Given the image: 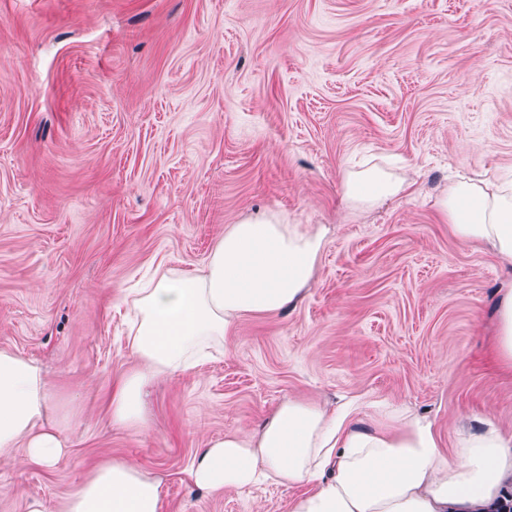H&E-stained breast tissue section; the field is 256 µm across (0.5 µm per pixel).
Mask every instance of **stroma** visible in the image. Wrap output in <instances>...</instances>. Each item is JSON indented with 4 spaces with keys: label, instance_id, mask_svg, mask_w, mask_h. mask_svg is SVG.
<instances>
[{
    "label": "stroma",
    "instance_id": "stroma-1",
    "mask_svg": "<svg viewBox=\"0 0 512 512\" xmlns=\"http://www.w3.org/2000/svg\"><path fill=\"white\" fill-rule=\"evenodd\" d=\"M364 158L414 167L412 193L345 209ZM452 174L512 181V0H0V350L70 415L55 466L0 465V512H54L112 459L163 476L162 512H288L297 489L185 475L288 396L402 403L447 448L464 417L512 430L493 354L512 269L438 210ZM258 211L324 231L302 299L155 385L149 431L112 426L125 290L201 268Z\"/></svg>",
    "mask_w": 512,
    "mask_h": 512
}]
</instances>
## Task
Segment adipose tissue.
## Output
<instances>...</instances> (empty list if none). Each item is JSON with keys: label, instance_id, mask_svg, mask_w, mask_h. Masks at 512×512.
<instances>
[{"label": "adipose tissue", "instance_id": "1", "mask_svg": "<svg viewBox=\"0 0 512 512\" xmlns=\"http://www.w3.org/2000/svg\"><path fill=\"white\" fill-rule=\"evenodd\" d=\"M408 174L372 165L348 172L343 200L368 212L410 187ZM440 211L454 234L512 265V187L459 180ZM321 235L264 212L227 225L200 271L158 265L129 298L127 346L136 361L110 402L114 425H149L145 389L193 370L248 314H276L309 285ZM495 349L512 372V287L497 303ZM367 425H360V415ZM67 418L54 409L41 369L0 350V462L23 454L51 467L67 448ZM211 494L272 483L300 488L289 512H497L512 499V431L491 420L461 427L443 448L433 422L399 404L350 401L338 408L284 398L256 427L208 439L186 469ZM162 480L119 460L96 465L55 512H161Z\"/></svg>", "mask_w": 512, "mask_h": 512}]
</instances>
